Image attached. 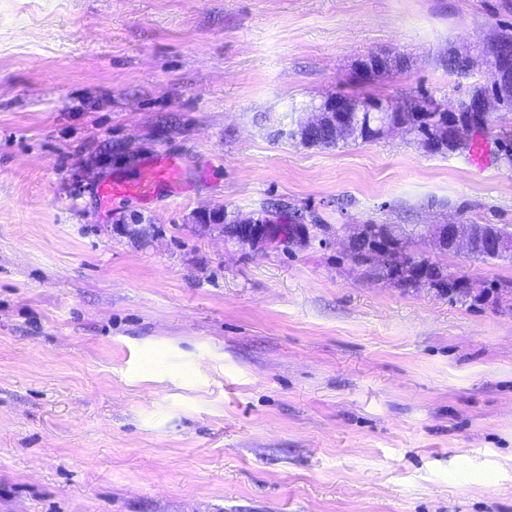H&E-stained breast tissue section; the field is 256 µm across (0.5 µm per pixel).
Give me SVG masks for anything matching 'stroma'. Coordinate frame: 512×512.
Returning <instances> with one entry per match:
<instances>
[{
  "mask_svg": "<svg viewBox=\"0 0 512 512\" xmlns=\"http://www.w3.org/2000/svg\"><path fill=\"white\" fill-rule=\"evenodd\" d=\"M505 32L512 0H0V512H512V262L422 246L451 299L344 240L512 225V165L294 135L339 94L463 97ZM163 156L179 191L102 205ZM276 208L330 230L198 221ZM238 224H243V228L237 239V242L244 246L257 248L275 241L268 235L265 216L260 215L256 218L238 219ZM366 227L369 233L370 242L384 244L383 241L391 238L389 242L387 241L383 245L384 247H387V245L389 247L387 250L388 257L383 258L382 261L377 264L372 262L371 253L380 254L381 251L384 252L385 249H374L371 253L359 251L352 254L355 249V245L360 240L358 235L362 232V225L357 228L356 232L347 238V252L351 254V259L358 265L365 266L366 272L369 274V276L378 279L392 280L397 284L406 287L407 285L403 282V270L400 268L399 262L403 260L402 256L407 254L411 258L415 260L417 259L419 262H423L434 268L437 276L435 286L439 288H447L446 290L441 289V291L446 292L450 298H453V296H461L469 293L471 287L468 280L463 279L462 277L451 275L445 272L441 266L430 263L424 259H419L408 253L409 248L414 243L413 238H411L409 235H402L400 238L395 235L391 236L393 228L390 224H366ZM402 264L409 267H421V270L428 268V265L420 266L417 263L410 261H404ZM398 272H401L402 275L399 276Z\"/></svg>",
  "mask_w": 512,
  "mask_h": 512,
  "instance_id": "obj_1",
  "label": "stroma"
}]
</instances>
